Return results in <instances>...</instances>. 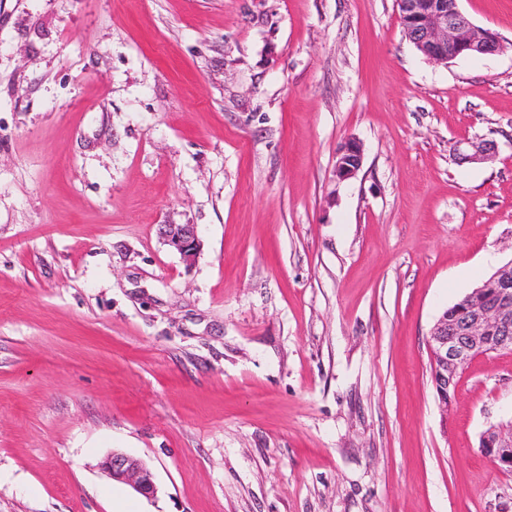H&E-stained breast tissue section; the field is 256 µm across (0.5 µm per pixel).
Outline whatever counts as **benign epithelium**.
Wrapping results in <instances>:
<instances>
[{
  "label": "benign epithelium",
  "mask_w": 512,
  "mask_h": 512,
  "mask_svg": "<svg viewBox=\"0 0 512 512\" xmlns=\"http://www.w3.org/2000/svg\"><path fill=\"white\" fill-rule=\"evenodd\" d=\"M408 40L426 58L446 62L460 57L493 55L501 50L498 36L475 27L460 10L458 0H396ZM472 162L492 159L496 146L491 141L469 142ZM362 144L347 139L336 152V180L354 178L363 165ZM165 242L183 258L195 256L199 237L194 224H163ZM512 349V260L500 265L491 278L466 294L445 311L429 335L432 382L440 402L448 405L456 393L459 370L476 356ZM480 447L502 469L512 471V427L492 426L480 437ZM103 468L112 479L150 498L157 492L153 475L141 460L114 451Z\"/></svg>",
  "instance_id": "1"
}]
</instances>
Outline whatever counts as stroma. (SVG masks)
Instances as JSON below:
<instances>
[{"instance_id": "1", "label": "stroma", "mask_w": 512, "mask_h": 512, "mask_svg": "<svg viewBox=\"0 0 512 512\" xmlns=\"http://www.w3.org/2000/svg\"><path fill=\"white\" fill-rule=\"evenodd\" d=\"M458 5L501 53L395 0H0V512H512V350L430 372L512 260V0ZM407 26V39L429 60L448 62L460 57L493 55L502 46L498 36L475 27L458 0H396ZM363 159L362 144L355 138H348L336 152L334 172L337 181L354 178L362 168ZM161 234L165 242L187 260L195 256L200 245L193 224H162ZM480 447L501 469L512 471V425L507 431L488 428L480 437ZM102 466L113 480L129 485L146 498L153 497L157 492L151 471L137 458L115 451L105 458Z\"/></svg>"}]
</instances>
